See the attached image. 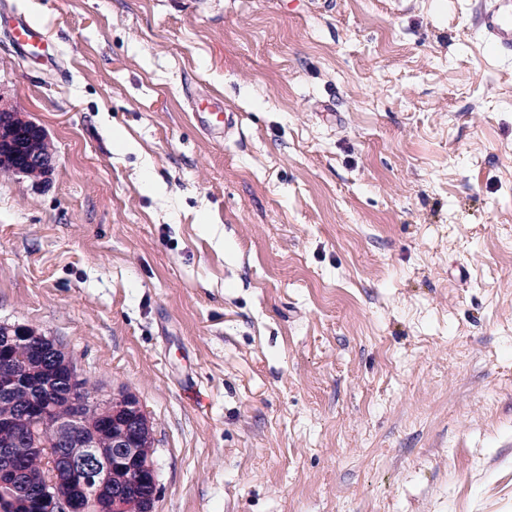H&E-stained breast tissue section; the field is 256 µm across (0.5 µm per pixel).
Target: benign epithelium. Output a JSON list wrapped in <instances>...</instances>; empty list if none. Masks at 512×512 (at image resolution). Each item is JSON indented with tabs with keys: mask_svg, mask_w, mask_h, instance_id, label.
<instances>
[{
	"mask_svg": "<svg viewBox=\"0 0 512 512\" xmlns=\"http://www.w3.org/2000/svg\"><path fill=\"white\" fill-rule=\"evenodd\" d=\"M45 140V130L22 113L4 111L0 116V165L15 173L36 169L43 176L50 174L52 154L37 149V143ZM20 338L29 343L39 340L24 327L8 328L0 332V355L8 357L10 347ZM53 359L62 361L64 369L34 379L27 374L0 376V398L26 388L38 399L36 408L17 412L10 425L20 428L42 423L52 440L50 446L27 439L0 445V486L9 491L6 500L29 503L26 478L13 463L21 456L38 455L49 461L51 469V478L41 486L37 498L41 512H148L159 485L149 425L140 402L121 394H87L76 361L58 347ZM59 394L68 396L76 406L119 411L125 423L114 434L112 449L99 447L92 435L72 444L81 429L80 415L56 417L46 397ZM134 482L146 486V496H127L125 486Z\"/></svg>",
	"mask_w": 512,
	"mask_h": 512,
	"instance_id": "1",
	"label": "benign epithelium"
}]
</instances>
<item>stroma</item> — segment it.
Here are the masks:
<instances>
[{
  "instance_id": "stroma-1",
  "label": "stroma",
  "mask_w": 512,
  "mask_h": 512,
  "mask_svg": "<svg viewBox=\"0 0 512 512\" xmlns=\"http://www.w3.org/2000/svg\"><path fill=\"white\" fill-rule=\"evenodd\" d=\"M477 9L0 0V106L55 146L0 171V324L139 399L153 512H512V55ZM42 36L39 28L24 17L11 33L13 42L22 50L36 47L42 42Z\"/></svg>"
}]
</instances>
